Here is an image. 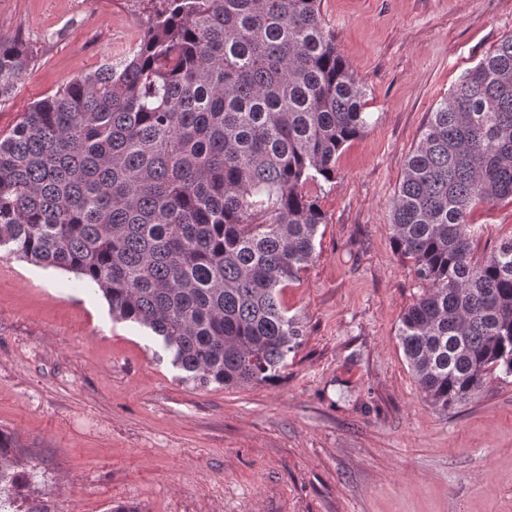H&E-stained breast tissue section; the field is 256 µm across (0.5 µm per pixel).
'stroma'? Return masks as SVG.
Returning <instances> with one entry per match:
<instances>
[{
	"mask_svg": "<svg viewBox=\"0 0 512 512\" xmlns=\"http://www.w3.org/2000/svg\"><path fill=\"white\" fill-rule=\"evenodd\" d=\"M147 0H0L31 50L0 106L8 133L74 75L119 64ZM371 125L333 180L315 257L282 293L303 334L273 385L199 387L152 332L74 274L0 250V427L42 461L17 512H512V378L442 413L397 331L422 295L393 249L391 205L430 112L512 33V0H321ZM475 258L512 237V202L473 209Z\"/></svg>",
	"mask_w": 512,
	"mask_h": 512,
	"instance_id": "obj_1",
	"label": "stroma"
}]
</instances>
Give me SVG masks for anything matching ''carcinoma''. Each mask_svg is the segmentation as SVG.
Wrapping results in <instances>:
<instances>
[{"label": "carcinoma", "mask_w": 512, "mask_h": 512, "mask_svg": "<svg viewBox=\"0 0 512 512\" xmlns=\"http://www.w3.org/2000/svg\"><path fill=\"white\" fill-rule=\"evenodd\" d=\"M321 0H160L130 57L73 76L0 136V248L74 273L150 329L183 380L278 382L300 321L281 293L327 222L306 185L369 126ZM31 63L0 35V103ZM512 200V34L430 113L392 204L428 289L397 331L437 410L512 375V238L472 257L470 212ZM0 428V491L21 465Z\"/></svg>", "instance_id": "cac0c4a2"}]
</instances>
